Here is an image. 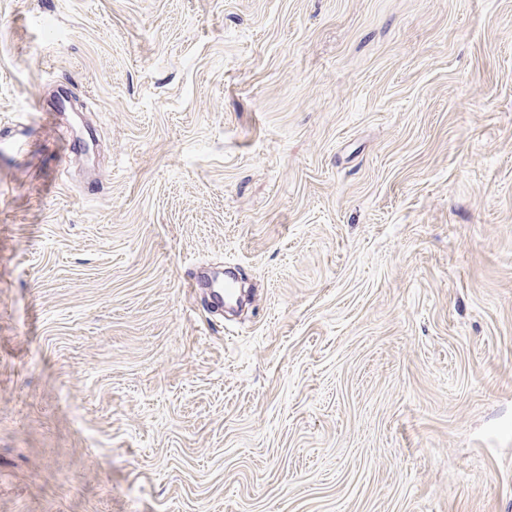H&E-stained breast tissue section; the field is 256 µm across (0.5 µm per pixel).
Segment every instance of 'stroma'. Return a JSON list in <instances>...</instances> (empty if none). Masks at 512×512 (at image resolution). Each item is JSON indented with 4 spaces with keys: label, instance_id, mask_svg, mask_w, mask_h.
Segmentation results:
<instances>
[{
    "label": "stroma",
    "instance_id": "35a3bbf8",
    "mask_svg": "<svg viewBox=\"0 0 512 512\" xmlns=\"http://www.w3.org/2000/svg\"><path fill=\"white\" fill-rule=\"evenodd\" d=\"M0 137V512H512V0H0ZM208 288L206 296L209 308L214 311H224V302L229 304L236 297V290L231 282H224L221 279L212 281L210 275L204 274L198 283L197 281L190 280L187 283V288Z\"/></svg>",
    "mask_w": 512,
    "mask_h": 512
}]
</instances>
